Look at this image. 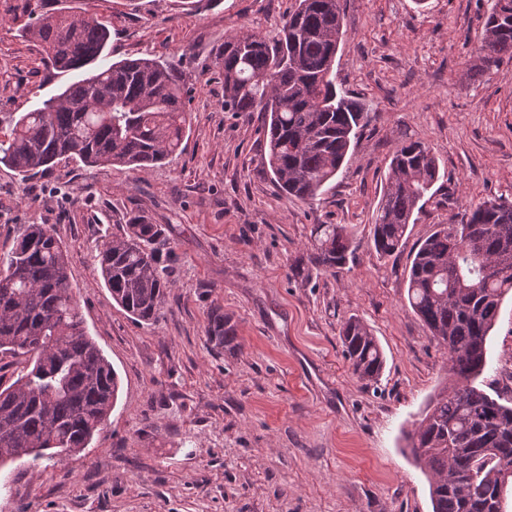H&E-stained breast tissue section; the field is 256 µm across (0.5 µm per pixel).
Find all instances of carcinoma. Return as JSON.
I'll return each mask as SVG.
<instances>
[{"label":"carcinoma","instance_id":"carcinoma-1","mask_svg":"<svg viewBox=\"0 0 512 512\" xmlns=\"http://www.w3.org/2000/svg\"><path fill=\"white\" fill-rule=\"evenodd\" d=\"M25 36L42 47L58 72L92 71L28 112L11 115L0 139V164L24 178L63 159L89 168L141 170L181 148L192 113L173 63L159 58L106 63L107 25L77 11L44 13L29 7ZM341 0H298L278 38L240 31L224 39L214 65L224 73V111L261 120L268 167L284 193L313 200L336 177L351 143L373 120L358 99L340 93L332 77L343 31ZM512 61V0H493L472 70L484 76ZM439 179V164L420 142L396 149L387 189L377 208L372 241L378 254L402 245L419 203ZM161 230L136 216L106 235L96 258L112 299L137 322L160 315L170 269L161 262ZM356 250L342 224H316L307 272L345 268ZM1 364L19 369L0 386V466L61 461L88 447L117 400L119 380L92 337L73 296L68 251L44 224L17 227L0 255ZM512 294V201L490 200L460 222L439 224L413 258L408 302L433 339L448 350L454 377L429 402L406 437L424 465L432 512H503L512 485V406L491 396L479 378L502 300ZM204 334L231 350L237 333L215 308ZM343 353L353 374L379 379L383 351L357 317L342 327ZM466 469L472 482L455 474Z\"/></svg>","mask_w":512,"mask_h":512}]
</instances>
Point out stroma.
<instances>
[{
  "label": "stroma",
  "instance_id": "obj_1",
  "mask_svg": "<svg viewBox=\"0 0 512 512\" xmlns=\"http://www.w3.org/2000/svg\"><path fill=\"white\" fill-rule=\"evenodd\" d=\"M336 82L374 119L315 200L281 193L257 123L224 109L214 58L225 37H278L296 0H43L105 23L112 62L163 57L179 68L192 122L180 150L142 172L64 161L30 179L0 166V254L20 224H46L68 251L86 330L119 378L117 400L82 452L0 468V512H431L404 432L450 381L447 351L407 302L410 266L435 225L512 199V61L473 77L491 0H342ZM27 0H0V116L27 112L77 80L22 38ZM436 157L435 196L402 246L370 237L390 158L405 141ZM142 214L163 229L173 286L154 324L112 299L95 245ZM317 224L360 241L338 272L295 276ZM221 308L233 351L204 328ZM361 318L385 356L378 382L352 372L340 341ZM485 380L512 403V298L488 343Z\"/></svg>",
  "mask_w": 512,
  "mask_h": 512
}]
</instances>
